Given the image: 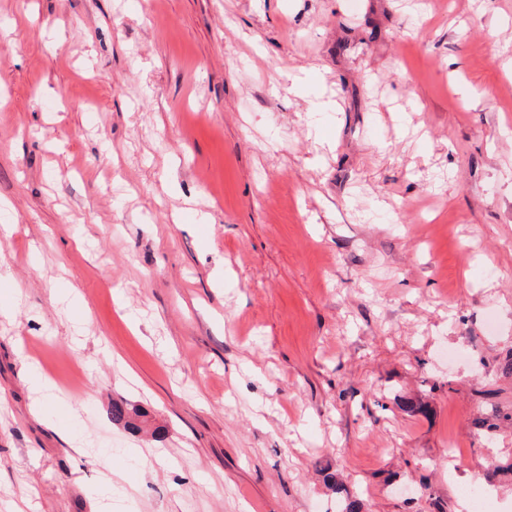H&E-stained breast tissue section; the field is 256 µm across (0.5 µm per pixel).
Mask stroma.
<instances>
[{"instance_id":"35a3bbf8","label":"stroma","mask_w":512,"mask_h":512,"mask_svg":"<svg viewBox=\"0 0 512 512\" xmlns=\"http://www.w3.org/2000/svg\"><path fill=\"white\" fill-rule=\"evenodd\" d=\"M510 38L512 0H0V512H512ZM146 412L140 408L131 406L124 401H114L112 403V421L117 424H123L127 427L137 428L135 421L144 417Z\"/></svg>"}]
</instances>
